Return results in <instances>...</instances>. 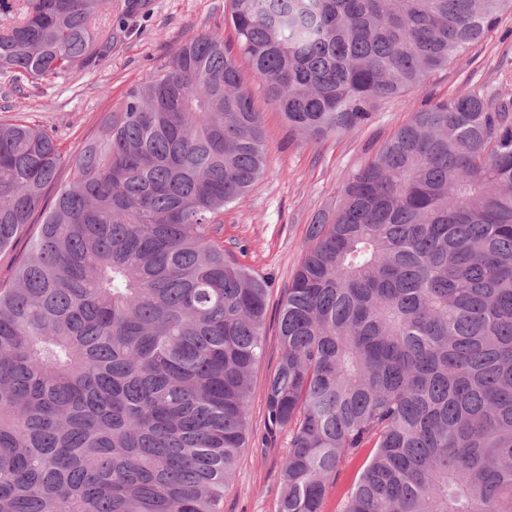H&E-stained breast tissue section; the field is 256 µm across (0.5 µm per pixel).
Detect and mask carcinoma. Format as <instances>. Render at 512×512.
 Returning a JSON list of instances; mask_svg holds the SVG:
<instances>
[{
  "mask_svg": "<svg viewBox=\"0 0 512 512\" xmlns=\"http://www.w3.org/2000/svg\"><path fill=\"white\" fill-rule=\"evenodd\" d=\"M214 33L64 154L0 121V512H223L249 441L268 283L224 253V207L270 156L249 79L289 128L365 125L512 11V0H226ZM101 0H0V73L90 58ZM248 71H243L242 65ZM70 182L46 194L59 171ZM284 292L268 422L291 433L279 512H512V98L415 111L309 225ZM40 221V217L36 218V224H32L28 230L18 238L12 247L0 254V284L4 287H8L12 284L15 269L28 254L29 245L37 232V224ZM372 448H364L354 458L346 459L342 463L340 478L327 496L324 512H338L339 502L344 493L355 484L366 460L372 455Z\"/></svg>",
  "mask_w": 512,
  "mask_h": 512,
  "instance_id": "obj_1",
  "label": "carcinoma"
}]
</instances>
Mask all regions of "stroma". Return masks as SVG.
<instances>
[{
	"mask_svg": "<svg viewBox=\"0 0 512 512\" xmlns=\"http://www.w3.org/2000/svg\"><path fill=\"white\" fill-rule=\"evenodd\" d=\"M225 7V0H139L129 11L124 0H112V45L96 46L88 63L37 85L0 74V120L42 127L68 152L186 40L204 32L232 39ZM471 87L512 95V16L437 73L426 91L384 101L364 126L322 140L291 133L260 84H253L271 163L238 204L225 208L221 237L227 256L268 282L265 356L253 375L250 439L224 493V512H278L280 466L291 435L284 429L274 441L266 439L265 379L281 355L278 312L309 247L313 216L335 202L347 178L415 109Z\"/></svg>",
	"mask_w": 512,
	"mask_h": 512,
	"instance_id": "stroma-1",
	"label": "stroma"
}]
</instances>
